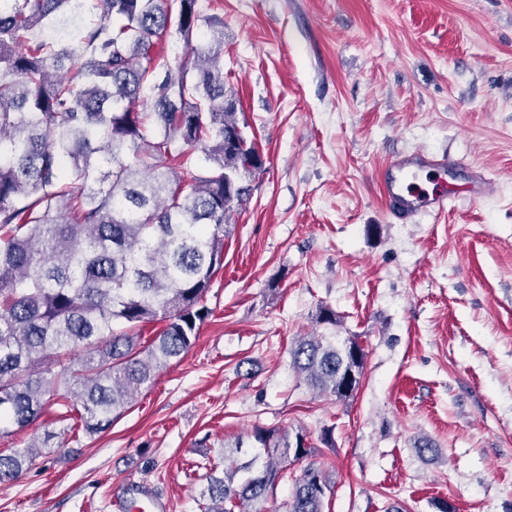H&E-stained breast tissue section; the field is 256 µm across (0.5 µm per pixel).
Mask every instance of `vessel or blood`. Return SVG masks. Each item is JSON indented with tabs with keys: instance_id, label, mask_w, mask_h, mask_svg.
Listing matches in <instances>:
<instances>
[{
	"instance_id": "vessel-or-blood-1",
	"label": "vessel or blood",
	"mask_w": 512,
	"mask_h": 512,
	"mask_svg": "<svg viewBox=\"0 0 512 512\" xmlns=\"http://www.w3.org/2000/svg\"><path fill=\"white\" fill-rule=\"evenodd\" d=\"M454 159L415 149L398 154L383 166L380 189L392 213L406 221L420 214L438 215L448 209V187Z\"/></svg>"
}]
</instances>
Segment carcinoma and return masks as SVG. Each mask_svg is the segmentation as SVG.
<instances>
[{"mask_svg": "<svg viewBox=\"0 0 512 512\" xmlns=\"http://www.w3.org/2000/svg\"><path fill=\"white\" fill-rule=\"evenodd\" d=\"M173 38L184 50L170 60ZM223 56V23L198 0L0 3V438L53 406L103 433L195 344L229 218L264 171ZM291 355L320 395L357 393L356 337L314 332ZM54 437L0 453V483L40 465ZM251 437L253 451L238 441L207 472L205 512H268L280 463L310 452L299 431ZM330 489L308 464L288 512H324Z\"/></svg>", "mask_w": 512, "mask_h": 512, "instance_id": "cac0c4a2", "label": "carcinoma"}]
</instances>
